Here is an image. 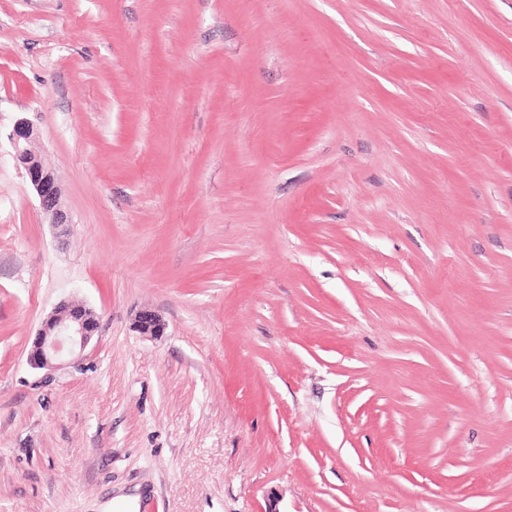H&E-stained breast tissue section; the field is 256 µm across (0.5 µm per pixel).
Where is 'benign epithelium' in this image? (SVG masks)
<instances>
[{
  "label": "benign epithelium",
  "instance_id": "benign-epithelium-1",
  "mask_svg": "<svg viewBox=\"0 0 512 512\" xmlns=\"http://www.w3.org/2000/svg\"><path fill=\"white\" fill-rule=\"evenodd\" d=\"M33 134V126L26 119L16 122L10 135L12 158L16 166L25 172L49 223L67 225L71 220L60 205L61 188L56 174L28 148ZM98 328L99 319L93 309L68 299L61 300L41 322L31 344L29 364L34 369L60 366L64 357H74L84 351ZM135 328L140 334L151 337L161 336L165 331V325L150 312L138 316Z\"/></svg>",
  "mask_w": 512,
  "mask_h": 512
}]
</instances>
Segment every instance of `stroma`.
<instances>
[{
    "label": "stroma",
    "mask_w": 512,
    "mask_h": 512,
    "mask_svg": "<svg viewBox=\"0 0 512 512\" xmlns=\"http://www.w3.org/2000/svg\"><path fill=\"white\" fill-rule=\"evenodd\" d=\"M273 491L512 512V0H0V512ZM34 134L33 126L22 118L19 119L10 135L12 158L21 168L34 188L40 208L49 218V224L64 226L71 224L68 214L61 208V188L56 174L47 168L40 158L27 147ZM99 328L96 312L84 304L61 300L43 319L28 356L32 368L60 366L65 356H77L91 343Z\"/></svg>",
    "instance_id": "1"
}]
</instances>
